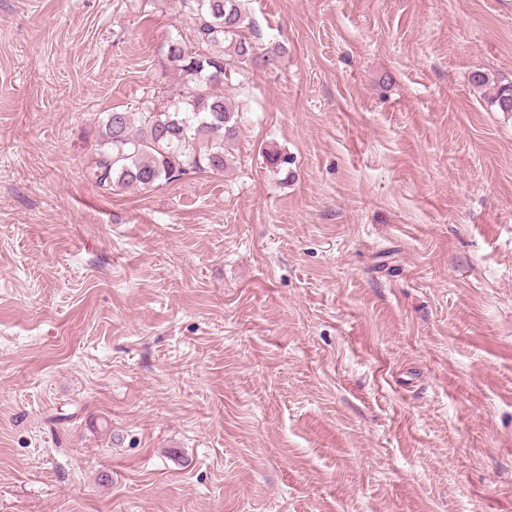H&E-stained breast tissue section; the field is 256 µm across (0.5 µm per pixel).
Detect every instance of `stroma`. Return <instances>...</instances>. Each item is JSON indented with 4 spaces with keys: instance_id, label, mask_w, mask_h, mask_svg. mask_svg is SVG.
<instances>
[{
    "instance_id": "35a3bbf8",
    "label": "stroma",
    "mask_w": 512,
    "mask_h": 512,
    "mask_svg": "<svg viewBox=\"0 0 512 512\" xmlns=\"http://www.w3.org/2000/svg\"><path fill=\"white\" fill-rule=\"evenodd\" d=\"M243 4L226 172L108 193L180 0H0V512H512V0ZM473 86L478 89L487 103L497 112H512V81L496 80L488 73L476 71L471 76Z\"/></svg>"
}]
</instances>
